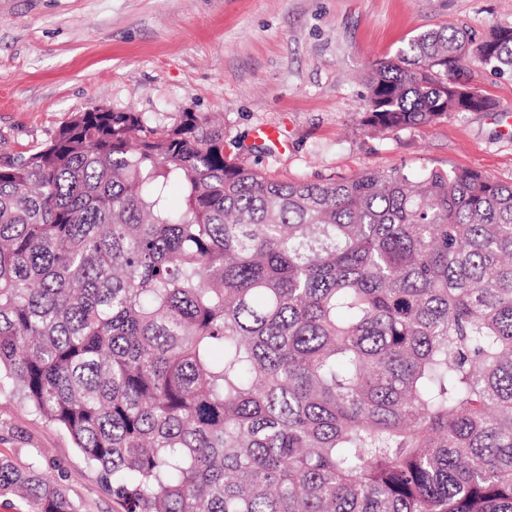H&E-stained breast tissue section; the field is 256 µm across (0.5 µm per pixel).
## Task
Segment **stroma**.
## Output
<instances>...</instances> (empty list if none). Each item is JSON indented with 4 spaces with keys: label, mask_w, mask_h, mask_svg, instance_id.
<instances>
[{
    "label": "stroma",
    "mask_w": 512,
    "mask_h": 512,
    "mask_svg": "<svg viewBox=\"0 0 512 512\" xmlns=\"http://www.w3.org/2000/svg\"><path fill=\"white\" fill-rule=\"evenodd\" d=\"M448 24L512 26V0H0V156L40 146L77 112L224 119V151L269 177L464 168L512 183V71L465 64L496 106L398 132L364 130L363 75ZM40 453L93 512H123L71 439L0 392V457Z\"/></svg>",
    "instance_id": "35a3bbf8"
}]
</instances>
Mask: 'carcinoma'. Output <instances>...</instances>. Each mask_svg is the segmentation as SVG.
Segmentation results:
<instances>
[{
	"label": "carcinoma",
	"instance_id": "cac0c4a2",
	"mask_svg": "<svg viewBox=\"0 0 512 512\" xmlns=\"http://www.w3.org/2000/svg\"><path fill=\"white\" fill-rule=\"evenodd\" d=\"M465 57L512 70V27L409 39L361 126L493 109ZM6 388L127 512H512V184L280 181L222 119L77 112L0 157ZM5 495L91 512L37 456L0 458Z\"/></svg>",
	"mask_w": 512,
	"mask_h": 512
}]
</instances>
